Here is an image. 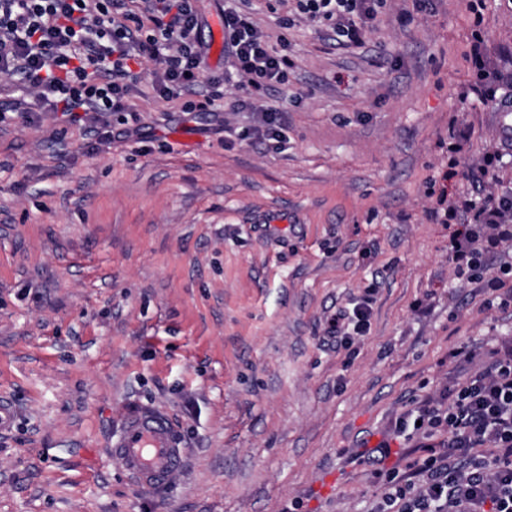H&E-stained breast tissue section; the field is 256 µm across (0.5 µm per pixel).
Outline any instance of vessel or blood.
<instances>
[{"mask_svg":"<svg viewBox=\"0 0 512 512\" xmlns=\"http://www.w3.org/2000/svg\"><path fill=\"white\" fill-rule=\"evenodd\" d=\"M111 455L138 487L159 489L182 468L185 446L178 424L166 411L140 407L127 412Z\"/></svg>","mask_w":512,"mask_h":512,"instance_id":"vessel-or-blood-1","label":"vessel or blood"}]
</instances>
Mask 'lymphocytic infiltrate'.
<instances>
[{
    "instance_id": "obj_1",
    "label": "lymphocytic infiltrate",
    "mask_w": 512,
    "mask_h": 512,
    "mask_svg": "<svg viewBox=\"0 0 512 512\" xmlns=\"http://www.w3.org/2000/svg\"><path fill=\"white\" fill-rule=\"evenodd\" d=\"M384 0H295L280 30L297 19L332 31L338 40L362 43ZM471 41L465 54L470 80L461 96L474 93L497 104L512 102L486 53L481 0H468ZM201 19L192 0H0V75L18 78L36 101L21 108L59 112L70 124L90 128L99 141L123 142L138 128L114 127L112 114L129 111L139 80L134 65L148 62L162 99L194 90L206 74L207 48L198 37ZM224 51L231 60L226 86L238 109L255 111L246 137L264 142L282 134L279 109L263 105L274 85L294 66L275 51L269 34L251 13L224 12ZM449 220L459 221L448 242L457 266L484 262L500 241L512 239V189L449 203ZM375 286L363 288L327 321L326 334L350 348L367 336ZM422 436L421 456L404 471L384 469L388 444L370 460L384 493L373 512H512V340H503L490 363L454 387L448 400L428 397L399 418L397 435Z\"/></svg>"
}]
</instances>
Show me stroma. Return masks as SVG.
I'll return each mask as SVG.
<instances>
[{"mask_svg":"<svg viewBox=\"0 0 512 512\" xmlns=\"http://www.w3.org/2000/svg\"><path fill=\"white\" fill-rule=\"evenodd\" d=\"M226 3L195 0L211 72ZM466 4L386 0L347 46L306 22L280 42L291 0H251L295 62L265 97L284 110L276 146L245 137L234 89L218 117L187 112L148 63L121 115L142 139L103 144L52 112L0 123V512H368L384 491L368 454L417 455L398 416L512 336L484 266L448 258L444 199L484 192L449 174L448 127L469 163L499 139L493 102L459 96ZM484 23L512 83V9L485 0ZM371 283L367 338L336 348L326 317ZM140 406L184 440L160 490L107 451Z\"/></svg>","mask_w":512,"mask_h":512,"instance_id":"1","label":"stroma"}]
</instances>
